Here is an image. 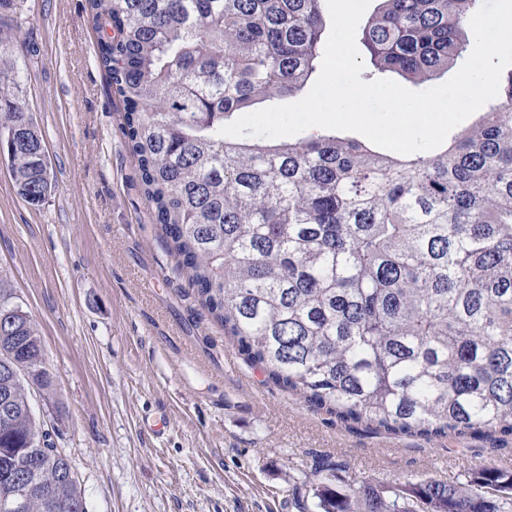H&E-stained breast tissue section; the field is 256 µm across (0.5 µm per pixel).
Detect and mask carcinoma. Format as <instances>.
I'll use <instances>...</instances> for the list:
<instances>
[{
  "label": "carcinoma",
  "mask_w": 512,
  "mask_h": 512,
  "mask_svg": "<svg viewBox=\"0 0 512 512\" xmlns=\"http://www.w3.org/2000/svg\"><path fill=\"white\" fill-rule=\"evenodd\" d=\"M97 58L157 223L188 284L268 379L344 423L398 437H512V71L499 103L429 155L323 132L226 137L293 96L323 57L322 0H88ZM481 0H380L358 29L373 70L421 85L464 59ZM0 64V153L20 196L53 189L44 139ZM0 279L1 505L72 512L67 456L33 413L51 378L36 325ZM317 512H512V472L352 492Z\"/></svg>",
  "instance_id": "carcinoma-1"
}]
</instances>
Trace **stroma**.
Listing matches in <instances>:
<instances>
[{
    "mask_svg": "<svg viewBox=\"0 0 512 512\" xmlns=\"http://www.w3.org/2000/svg\"><path fill=\"white\" fill-rule=\"evenodd\" d=\"M99 38L88 0L0 7V55L23 72L18 95L55 181L30 205L0 160V278L40 329L51 386L33 390L32 406L86 512H316L302 503L322 464L351 486L512 469L511 438L347 425L246 361L153 220ZM158 411L160 435L146 422Z\"/></svg>",
    "mask_w": 512,
    "mask_h": 512,
    "instance_id": "stroma-1",
    "label": "stroma"
}]
</instances>
